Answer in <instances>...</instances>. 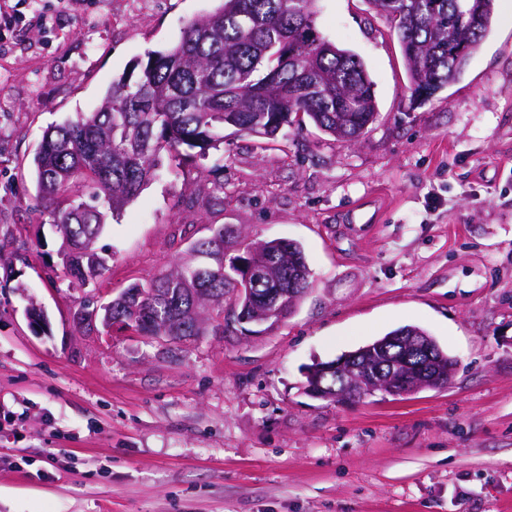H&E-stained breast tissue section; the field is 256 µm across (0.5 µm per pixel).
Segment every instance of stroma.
Here are the masks:
<instances>
[{"label": "stroma", "instance_id": "1", "mask_svg": "<svg viewBox=\"0 0 512 512\" xmlns=\"http://www.w3.org/2000/svg\"><path fill=\"white\" fill-rule=\"evenodd\" d=\"M218 6L75 0L45 22L19 0L0 33V512H512V0L421 105L388 23L365 0H317L320 35L374 83L359 143L309 125L283 151L226 130L208 158L163 161L108 218L101 277L71 284L37 205L44 135ZM216 181L223 203L174 209ZM219 226L230 253L301 244L310 287L279 324L251 335L211 308L203 335L160 342L74 322ZM405 325L456 359L446 387L347 404L304 392L313 363Z\"/></svg>", "mask_w": 512, "mask_h": 512}]
</instances>
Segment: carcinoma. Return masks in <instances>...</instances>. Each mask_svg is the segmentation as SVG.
Returning a JSON list of instances; mask_svg holds the SVG:
<instances>
[{
  "label": "carcinoma",
  "mask_w": 512,
  "mask_h": 512,
  "mask_svg": "<svg viewBox=\"0 0 512 512\" xmlns=\"http://www.w3.org/2000/svg\"><path fill=\"white\" fill-rule=\"evenodd\" d=\"M316 0H224L188 23L180 41L137 64L136 75L112 83L101 107L57 126L33 159L37 199L52 208L68 249L62 258L81 286L100 276L95 250L108 217L133 201L155 175L162 154L199 157L224 142V128L272 138L286 126L310 124L334 141H357L377 112L374 84L352 51L323 39L314 24ZM496 0H366L401 43L412 94L454 83L486 37ZM275 270L308 267L300 244L274 241ZM191 252L211 260L186 264L112 299V323L157 335L155 315H167L166 336H196L190 290L246 314L237 291L240 267L224 259V228ZM397 350L380 340L360 357L374 367Z\"/></svg>",
  "instance_id": "carcinoma-1"
}]
</instances>
